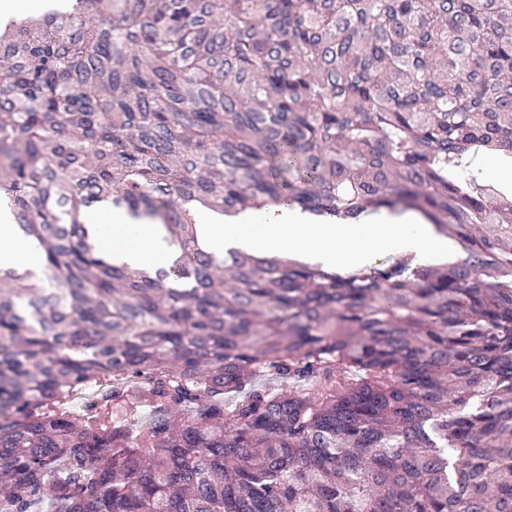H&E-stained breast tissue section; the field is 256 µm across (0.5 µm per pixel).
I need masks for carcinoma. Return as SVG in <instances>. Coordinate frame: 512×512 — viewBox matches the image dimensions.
Listing matches in <instances>:
<instances>
[{"mask_svg":"<svg viewBox=\"0 0 512 512\" xmlns=\"http://www.w3.org/2000/svg\"><path fill=\"white\" fill-rule=\"evenodd\" d=\"M512 0H71L0 33V512H512ZM161 224L117 266L81 211ZM399 205L465 257L350 273L190 208ZM271 379L278 382L272 386ZM29 271L36 278L43 277L40 251L33 241L22 236L13 224L8 210L0 208V270Z\"/></svg>","mask_w":512,"mask_h":512,"instance_id":"1","label":"carcinoma"}]
</instances>
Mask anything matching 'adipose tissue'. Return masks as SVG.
<instances>
[{"mask_svg": "<svg viewBox=\"0 0 512 512\" xmlns=\"http://www.w3.org/2000/svg\"><path fill=\"white\" fill-rule=\"evenodd\" d=\"M81 221L114 264L157 267L176 254L159 225L135 220L111 203L83 210ZM194 222L205 247L220 256L232 249L269 256L286 253L312 265L347 269L378 262L395 247L416 253L426 262L456 258L455 245L416 212H367L356 221L327 223L299 208L279 204L257 215L245 212L235 217L200 208ZM12 269L41 276V257L33 241L17 231L10 213L1 207L0 270Z\"/></svg>", "mask_w": 512, "mask_h": 512, "instance_id": "ef3b65f1", "label": "adipose tissue"}]
</instances>
